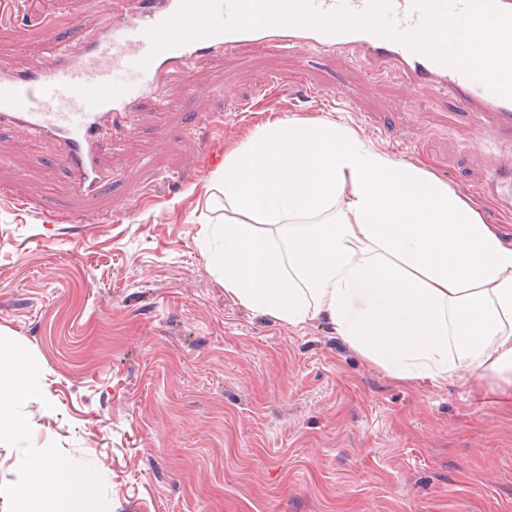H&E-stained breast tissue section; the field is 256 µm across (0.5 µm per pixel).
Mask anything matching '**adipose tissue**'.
<instances>
[{
    "label": "adipose tissue",
    "mask_w": 512,
    "mask_h": 512,
    "mask_svg": "<svg viewBox=\"0 0 512 512\" xmlns=\"http://www.w3.org/2000/svg\"><path fill=\"white\" fill-rule=\"evenodd\" d=\"M215 262L242 306L292 326L317 319L397 380L487 376L512 399V243L422 167L331 121L276 119L224 160ZM35 368L0 349V431ZM17 512H93L87 483L38 457Z\"/></svg>",
    "instance_id": "obj_1"
}]
</instances>
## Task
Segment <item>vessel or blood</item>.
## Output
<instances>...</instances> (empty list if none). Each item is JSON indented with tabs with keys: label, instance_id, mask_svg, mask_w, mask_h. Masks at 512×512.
<instances>
[{
	"label": "vessel or blood",
	"instance_id": "vessel-or-blood-1",
	"mask_svg": "<svg viewBox=\"0 0 512 512\" xmlns=\"http://www.w3.org/2000/svg\"><path fill=\"white\" fill-rule=\"evenodd\" d=\"M127 2L112 15L107 28L78 44L60 45L49 62L31 64L0 56V125L62 144L76 188L84 197H96L103 189L104 140L112 125L126 119L141 100L163 99L175 70L199 57L250 45L345 51L356 61L402 71L413 82L447 90L458 105L512 139V100L389 38L362 30L334 34L302 26H265L158 51L148 31L173 17L182 0ZM390 16L402 31L422 20L415 0H390Z\"/></svg>",
	"mask_w": 512,
	"mask_h": 512
}]
</instances>
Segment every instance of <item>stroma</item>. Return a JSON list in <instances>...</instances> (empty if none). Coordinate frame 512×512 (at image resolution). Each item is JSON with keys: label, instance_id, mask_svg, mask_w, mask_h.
<instances>
[{"label": "stroma", "instance_id": "1", "mask_svg": "<svg viewBox=\"0 0 512 512\" xmlns=\"http://www.w3.org/2000/svg\"><path fill=\"white\" fill-rule=\"evenodd\" d=\"M21 22L0 23V51L45 62V30L75 43L110 15L46 0ZM166 101L112 130L93 200L53 141L0 127V341L37 378L0 436V512L38 454L67 460L96 512H512V402L394 380L326 323L226 295L220 169L202 165L273 118L333 121L511 236L512 204L487 187L512 142L444 90L347 54L208 55ZM86 212L100 223H78Z\"/></svg>", "mask_w": 512, "mask_h": 512}]
</instances>
